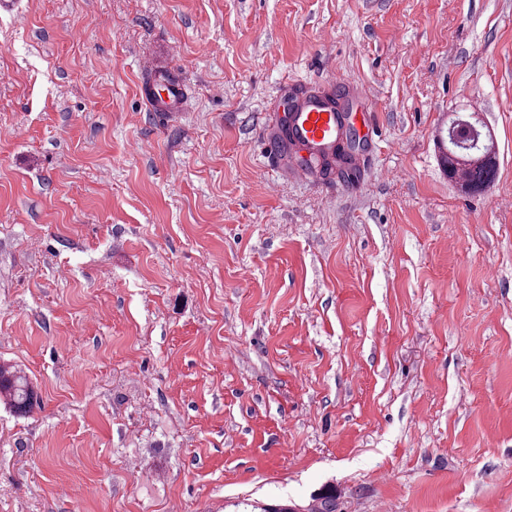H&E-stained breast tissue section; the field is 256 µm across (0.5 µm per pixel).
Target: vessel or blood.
Here are the masks:
<instances>
[{"instance_id": "vessel-or-blood-1", "label": "vessel or blood", "mask_w": 512, "mask_h": 512, "mask_svg": "<svg viewBox=\"0 0 512 512\" xmlns=\"http://www.w3.org/2000/svg\"><path fill=\"white\" fill-rule=\"evenodd\" d=\"M150 86L143 95L150 111L171 116L184 102L186 89L183 84L170 81L166 74L154 70L151 63H144ZM353 125L351 113L340 111L322 95L298 97L287 101L283 111L276 116V134L270 143V153L298 157H320L335 151L349 127Z\"/></svg>"}]
</instances>
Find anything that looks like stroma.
Masks as SVG:
<instances>
[{
	"label": "stroma",
	"instance_id": "stroma-1",
	"mask_svg": "<svg viewBox=\"0 0 512 512\" xmlns=\"http://www.w3.org/2000/svg\"><path fill=\"white\" fill-rule=\"evenodd\" d=\"M16 3L0 363L41 404H0V512H512V0ZM336 76L377 140L294 178L261 143ZM461 110L482 193L440 164ZM142 70L149 74V82L153 88L142 89L150 111L161 113L164 117L178 112L184 102L185 86L180 82L170 81L166 74L156 71L149 62L143 64ZM488 143L483 144L479 153L466 155L451 151L444 157V165L448 170V176L454 178L457 174L458 159L470 160L469 167L462 174L465 186L472 192H482L495 180L497 174L495 146L490 144L492 137L485 138Z\"/></svg>",
	"mask_w": 512,
	"mask_h": 512
}]
</instances>
